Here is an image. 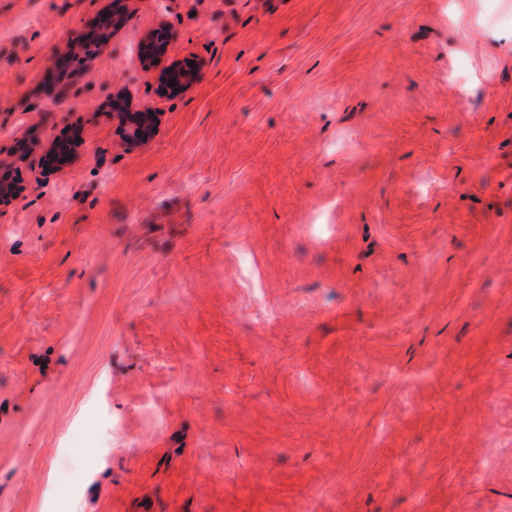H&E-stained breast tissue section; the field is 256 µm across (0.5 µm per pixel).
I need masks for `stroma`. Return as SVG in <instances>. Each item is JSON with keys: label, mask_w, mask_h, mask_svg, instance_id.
<instances>
[{"label": "stroma", "mask_w": 512, "mask_h": 512, "mask_svg": "<svg viewBox=\"0 0 512 512\" xmlns=\"http://www.w3.org/2000/svg\"><path fill=\"white\" fill-rule=\"evenodd\" d=\"M0 162V512H512V0H0ZM173 38L174 35L172 31H170V29L161 28L155 31L152 35H150L148 39V42H152L155 40L158 43H161L162 45L160 46V51L157 54H154L153 47L151 44H145L141 47L140 51L145 58H149V56H152L154 54L153 62L156 65H161L165 61ZM166 72V88L172 92L183 93L187 91L195 78V71L178 68L175 65L164 67ZM171 83H175V86H171ZM158 115L157 112H153V115H150V112L120 113L121 120L126 126V144L129 147H136L148 141L156 131ZM73 153V141L70 138H63L52 144L48 154L42 158L41 167L44 173L49 174L56 168L66 165ZM48 165V170H45Z\"/></svg>", "instance_id": "stroma-1"}]
</instances>
